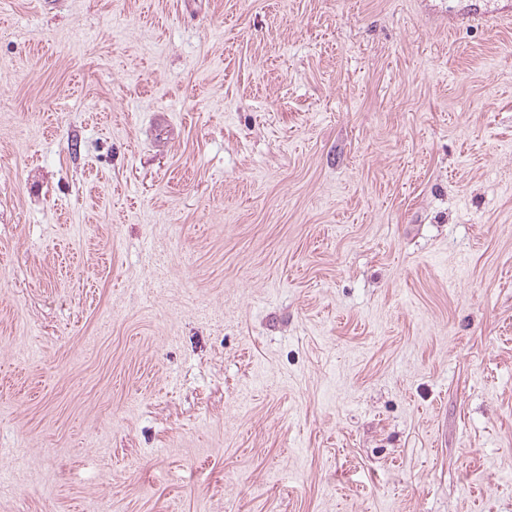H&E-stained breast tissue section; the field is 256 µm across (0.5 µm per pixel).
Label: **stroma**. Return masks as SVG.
Returning a JSON list of instances; mask_svg holds the SVG:
<instances>
[{
    "label": "stroma",
    "mask_w": 512,
    "mask_h": 512,
    "mask_svg": "<svg viewBox=\"0 0 512 512\" xmlns=\"http://www.w3.org/2000/svg\"><path fill=\"white\" fill-rule=\"evenodd\" d=\"M0 512H512V0H0Z\"/></svg>",
    "instance_id": "stroma-1"
}]
</instances>
